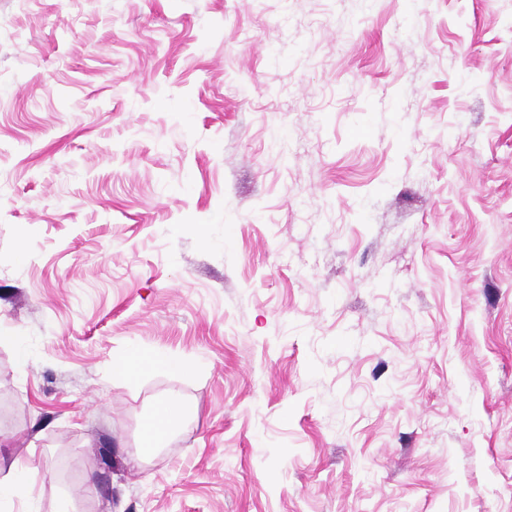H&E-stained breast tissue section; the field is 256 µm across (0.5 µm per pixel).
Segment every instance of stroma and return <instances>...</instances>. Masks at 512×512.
<instances>
[{
	"mask_svg": "<svg viewBox=\"0 0 512 512\" xmlns=\"http://www.w3.org/2000/svg\"><path fill=\"white\" fill-rule=\"evenodd\" d=\"M30 460L6 512H512V0H0ZM191 366L180 356L173 353L153 351L151 353L131 352L112 359V379L129 381L143 377L156 370L172 375H184ZM157 420L156 424H151ZM185 420L184 404L180 397L169 396L158 402L144 420L140 436L141 447H158L159 442L169 432L181 427ZM39 470L35 466L26 465L23 466L19 473V486L20 487H4L2 483H0V498L1 504L2 499L7 496H12L16 493H19L26 489H32L38 479Z\"/></svg>",
	"mask_w": 512,
	"mask_h": 512,
	"instance_id": "obj_1",
	"label": "stroma"
}]
</instances>
